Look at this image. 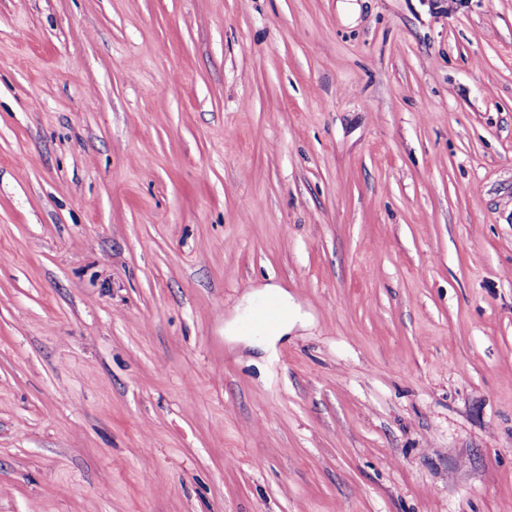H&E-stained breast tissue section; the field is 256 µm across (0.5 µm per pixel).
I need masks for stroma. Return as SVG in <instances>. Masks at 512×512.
<instances>
[{
    "label": "stroma",
    "instance_id": "obj_1",
    "mask_svg": "<svg viewBox=\"0 0 512 512\" xmlns=\"http://www.w3.org/2000/svg\"><path fill=\"white\" fill-rule=\"evenodd\" d=\"M0 512H512V0H0ZM269 295H274V292L273 291L261 292L260 294H258L257 297H254V298H251L248 300V304L245 309L249 308V306L252 304L254 299L260 297V301H259V305H260ZM276 296L279 300V304H280L281 311H282V315H281L280 319L278 320V322L276 323V325L269 330H259V329H256L253 327V324H252L253 318L252 317H253L254 311L259 306L258 305L254 309L252 315L249 318L248 324H247L248 327L252 331H254L256 333L265 334L264 336H270V338H273V336H283L284 334L288 333L289 330L295 325L297 318L295 315H293V313L289 314L290 310H289V306H288V297L284 293H279V292H277Z\"/></svg>",
    "mask_w": 512,
    "mask_h": 512
}]
</instances>
